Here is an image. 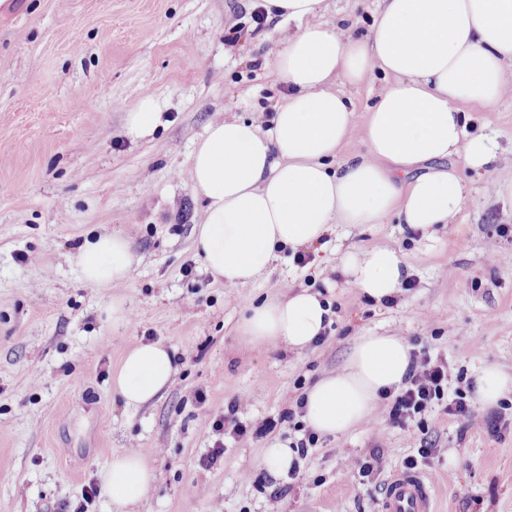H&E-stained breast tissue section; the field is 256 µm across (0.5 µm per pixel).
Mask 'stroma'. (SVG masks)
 <instances>
[{
  "mask_svg": "<svg viewBox=\"0 0 512 512\" xmlns=\"http://www.w3.org/2000/svg\"><path fill=\"white\" fill-rule=\"evenodd\" d=\"M263 2L23 0L20 15L0 19V512H117L86 492L113 454L132 450L154 474L132 512H379L382 489L362 482L356 460L380 444L396 471L426 439L437 449L428 476L438 512H512V392L499 401L509 424L497 436L438 411L424 433L373 419L320 436L292 476L262 465L265 448L300 439L286 425L207 461L212 423L231 401L243 419L280 414L361 336L400 335L466 384L489 364L512 376V196L498 192L512 180V98L462 104L469 132L493 137L498 160L491 174L464 172L462 207L434 239L395 223L340 228L305 248V263L278 252L244 287L206 270L193 248L207 201L192 151L212 120L275 112L288 94L273 60L297 24L256 25ZM324 6L325 22L362 37L379 0ZM231 28L241 31L234 43ZM383 85H343L353 132L341 158L364 152ZM148 94L161 122L130 137L126 114ZM108 232L127 236L136 257L121 288L81 278L83 242ZM374 246L409 269L410 287L388 303L348 287L340 270L344 252ZM302 288L331 304L325 339L302 351L247 347L251 308ZM116 299L129 313L120 326L107 315ZM145 343L164 345L176 373L130 408L112 378ZM249 471L262 485L241 481Z\"/></svg>",
  "mask_w": 512,
  "mask_h": 512,
  "instance_id": "1",
  "label": "stroma"
}]
</instances>
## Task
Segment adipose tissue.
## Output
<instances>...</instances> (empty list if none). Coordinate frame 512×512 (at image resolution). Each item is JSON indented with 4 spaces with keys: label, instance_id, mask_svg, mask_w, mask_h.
I'll return each instance as SVG.
<instances>
[{
    "label": "adipose tissue",
    "instance_id": "obj_1",
    "mask_svg": "<svg viewBox=\"0 0 512 512\" xmlns=\"http://www.w3.org/2000/svg\"><path fill=\"white\" fill-rule=\"evenodd\" d=\"M270 17L298 22L274 70L288 97L269 129L259 118L214 121L192 154L195 189L208 200L195 251L206 269L239 288L266 269L276 250L311 246L335 225L383 223L397 216L410 232L432 235L460 210L465 184L452 158L491 172L497 144L467 131L460 103L489 109L512 96L504 73L512 61V0H381L368 38L322 20V0H266ZM390 76L370 108L366 150L339 161L353 111L342 83ZM85 283L124 285L132 270L128 240L106 234L86 241L79 259ZM341 271L350 287L376 301L394 298L408 271L397 251L348 252ZM328 303L302 289L253 308L241 325L252 349L304 350L330 322ZM410 347L397 335L358 337L344 364L306 393L307 424L343 434L369 421L383 394L399 386ZM175 372L159 343L130 349L114 378L125 404L156 397ZM113 503L141 501L154 474L144 455L113 457L100 474Z\"/></svg>",
    "mask_w": 512,
    "mask_h": 512
}]
</instances>
